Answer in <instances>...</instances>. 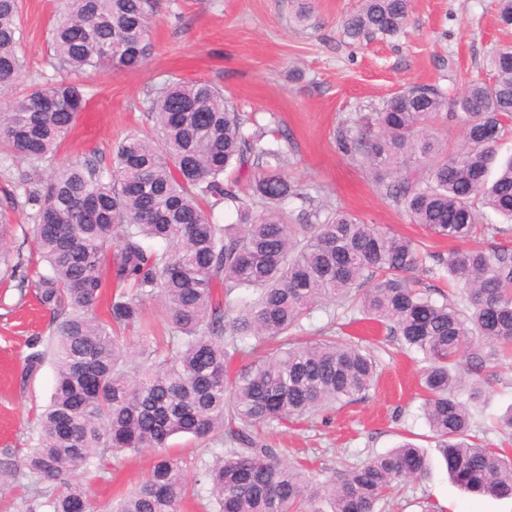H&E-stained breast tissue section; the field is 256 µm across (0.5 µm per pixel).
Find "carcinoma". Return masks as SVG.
Returning a JSON list of instances; mask_svg holds the SVG:
<instances>
[{
    "label": "carcinoma",
    "mask_w": 512,
    "mask_h": 512,
    "mask_svg": "<svg viewBox=\"0 0 512 512\" xmlns=\"http://www.w3.org/2000/svg\"><path fill=\"white\" fill-rule=\"evenodd\" d=\"M159 0H65L51 34L53 59L65 76L0 108V149L33 164L55 156L88 100L71 74L132 71L151 49L148 19ZM410 0H357L341 27L358 42L404 31ZM17 0H0V97L22 78L23 32ZM492 81H472L448 98L435 85L408 87L362 123L339 133L342 151L362 164L403 205L410 222L457 245L429 255L465 289L454 301L434 299L408 273L423 263L422 246L403 235L336 210L314 222L288 223L281 204L302 197L285 172L281 147L247 136L250 118L219 87L179 79L148 91L157 137L131 133L113 151V166L70 163L33 184L34 236L47 263L36 299L51 314L50 335L33 338L25 373L51 357L56 382L36 423L22 474L34 479L39 506L75 512L90 505L79 471L109 452L165 449L178 434L238 444L205 465L212 512H375L394 484L419 480L429 462L404 444L314 483L255 448L251 429L286 423L355 401L377 379L370 350L333 335L301 341L295 331L315 303L352 300L388 327L426 363L422 410L450 477L478 494L512 498V457L469 443L471 406L480 377L512 356V248L485 244L505 234L481 223L490 208L512 223V158L490 177L496 143L512 125V45L489 59ZM462 128L448 150L438 121ZM249 179L251 197L234 181ZM234 206L237 221L215 224L211 212ZM262 207L260 213L255 208ZM8 208L0 207V269L21 268L7 246ZM114 288L108 319L95 314L105 286ZM244 288L251 296L231 318L216 296ZM162 302L165 336H154L144 302ZM140 328L136 341L124 336ZM468 354V399L460 358ZM198 490L181 461L161 454L116 512H178Z\"/></svg>",
    "instance_id": "cac0c4a2"
}]
</instances>
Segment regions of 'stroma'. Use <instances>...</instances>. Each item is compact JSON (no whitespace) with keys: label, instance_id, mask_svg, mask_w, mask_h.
Instances as JSON below:
<instances>
[{"label":"stroma","instance_id":"1","mask_svg":"<svg viewBox=\"0 0 512 512\" xmlns=\"http://www.w3.org/2000/svg\"><path fill=\"white\" fill-rule=\"evenodd\" d=\"M312 4L314 13L302 27L292 21L291 0H163L150 20L151 52L144 66L83 80L94 120L77 122L55 158L39 164L40 174L75 161L110 167L114 148L127 134H157L147 89L180 78L202 79L222 89L238 111L287 134L286 171L302 193L286 204L291 223L315 207L325 212L341 207L366 223L427 242L432 251H447L450 241L410 223L403 208L343 155L337 133L404 88L435 85L455 95L468 80L487 78L489 55L498 45L512 43V28H503L497 19V0H412L404 34L357 43L341 28L355 0ZM61 8L62 0H19L21 91L60 78L49 33ZM28 167L17 155H0V202L16 199L9 247L26 261L20 276L0 279V512H24L32 496L31 480L15 474L13 466L32 447L34 418L55 386L52 362L31 377L22 375L28 340L47 336L50 322L34 295V209L26 205L18 183L19 172ZM302 324L309 335L325 329L375 347L379 384L349 404L259 430L258 444L281 449L285 463H303L319 482L344 464L409 441L425 450L429 473L396 488L377 512H512V499L475 496L449 479L422 416L417 355L388 339L376 322L334 301L315 306ZM483 389L474 433L483 446L510 452L512 434L494 423L512 408V362L498 366ZM226 451V446L204 447L185 435L171 438L168 449L181 458L191 482L205 463ZM158 456L155 448L108 456L103 470L86 476L91 512H108L116 496L136 486Z\"/></svg>","mask_w":512,"mask_h":512}]
</instances>
